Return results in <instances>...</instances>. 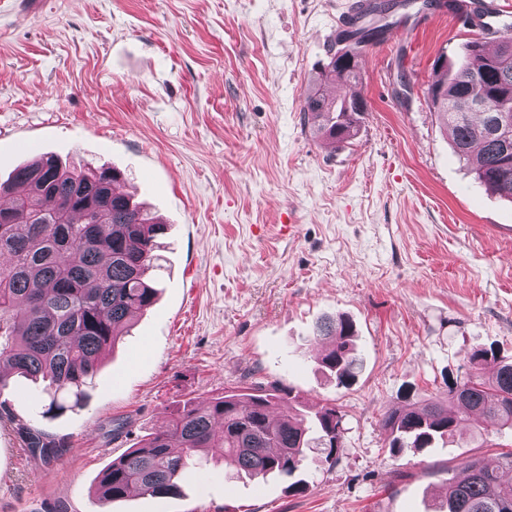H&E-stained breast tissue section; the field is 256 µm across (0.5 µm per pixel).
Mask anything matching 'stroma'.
I'll use <instances>...</instances> for the list:
<instances>
[{
  "instance_id": "35a3bbf8",
  "label": "stroma",
  "mask_w": 512,
  "mask_h": 512,
  "mask_svg": "<svg viewBox=\"0 0 512 512\" xmlns=\"http://www.w3.org/2000/svg\"><path fill=\"white\" fill-rule=\"evenodd\" d=\"M345 0H0V181L43 154L120 169L165 222L154 305L104 359L82 405L49 419L41 385L0 400L64 439L51 464L0 426V512H433L462 461L497 465L512 430L471 420L464 445L391 454L381 419L512 360V202L455 156L426 89L479 26L431 16L361 61L352 144L316 138L301 107ZM357 331L356 383L319 369L327 315ZM276 385L342 414L334 464L304 492L223 462L179 495L101 505L100 473L187 400Z\"/></svg>"
}]
</instances>
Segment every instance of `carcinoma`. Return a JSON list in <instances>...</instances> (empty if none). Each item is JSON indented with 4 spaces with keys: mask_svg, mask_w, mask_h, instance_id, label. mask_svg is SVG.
<instances>
[{
    "mask_svg": "<svg viewBox=\"0 0 512 512\" xmlns=\"http://www.w3.org/2000/svg\"><path fill=\"white\" fill-rule=\"evenodd\" d=\"M408 0H374L368 21L343 35L360 50L381 42L390 30L387 15ZM333 55L304 96L302 112L314 134L341 145L359 132L366 103L357 94L329 98L324 87L336 80L359 81V63L340 64ZM428 85L440 127L456 156L473 163L480 184L512 201V35L485 51L476 38L463 44L453 66L434 62ZM485 78L488 108L459 111L470 77ZM506 107L508 112L494 108ZM124 173L99 167L75 171L53 155L16 166L0 183V387L12 372L46 382V413L60 415L81 404L104 354L137 315L155 302L158 289L147 278L158 239L166 225L154 220L132 197L117 191ZM326 344L320 365L344 388L355 382L361 365L353 322L328 317L316 327ZM470 371L448 384L446 395L421 405L388 411L382 425L394 454L432 448L462 435L472 409L486 421L512 429V362L485 349L469 357ZM294 397L275 385L228 390L205 404L186 402L162 430L142 440L99 478L95 493L107 505L134 488L156 497L180 492L178 480L200 464L201 454L224 459L237 474L277 475L288 489L305 490L294 479L320 451L318 462H336V429L342 415L334 407L311 412L291 405ZM288 413L276 415L285 403ZM15 425L30 455L57 458L65 441L17 419L0 403V420ZM464 477L446 479L437 512H512V453L495 469L472 459Z\"/></svg>",
    "mask_w": 512,
    "mask_h": 512,
    "instance_id": "1",
    "label": "carcinoma"
}]
</instances>
